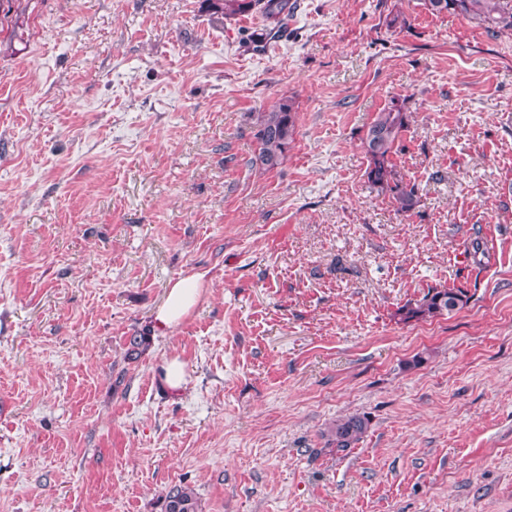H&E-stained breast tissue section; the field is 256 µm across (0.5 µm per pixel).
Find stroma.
Masks as SVG:
<instances>
[{
  "label": "stroma",
  "mask_w": 512,
  "mask_h": 512,
  "mask_svg": "<svg viewBox=\"0 0 512 512\" xmlns=\"http://www.w3.org/2000/svg\"><path fill=\"white\" fill-rule=\"evenodd\" d=\"M288 4L279 33L204 0L0 18V512H162L180 483L200 512H512V31ZM283 96L296 140L264 172ZM395 98L407 213L364 175ZM190 275L197 305L129 358ZM436 287L469 300L401 321ZM296 123L293 97L283 96L267 112L258 113L255 133L258 152L253 163L264 172L282 165L295 141ZM160 382L170 391L178 393L184 388L185 370L178 358H170L161 366L158 373ZM370 425V420L364 415H349L336 421L322 433V438L328 447L337 451H345L363 438Z\"/></svg>",
  "instance_id": "35a3bbf8"
}]
</instances>
